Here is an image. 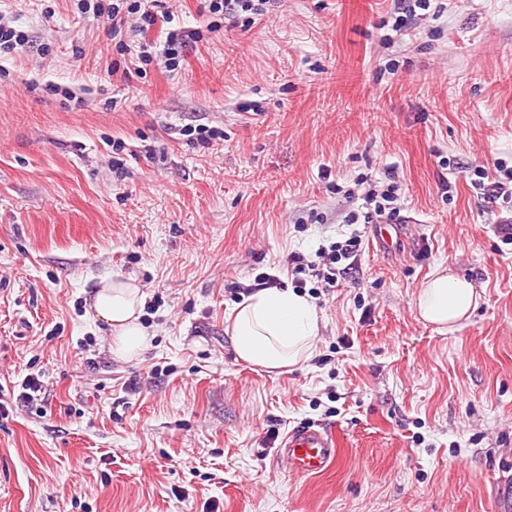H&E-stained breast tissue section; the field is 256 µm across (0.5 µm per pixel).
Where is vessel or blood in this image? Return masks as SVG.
Segmentation results:
<instances>
[{
	"instance_id": "obj_1",
	"label": "vessel or blood",
	"mask_w": 512,
	"mask_h": 512,
	"mask_svg": "<svg viewBox=\"0 0 512 512\" xmlns=\"http://www.w3.org/2000/svg\"><path fill=\"white\" fill-rule=\"evenodd\" d=\"M336 452L337 440L332 431L304 425L285 435L278 455L291 472L315 475L334 461Z\"/></svg>"
}]
</instances>
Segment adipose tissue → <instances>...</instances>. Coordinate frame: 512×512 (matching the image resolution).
Listing matches in <instances>:
<instances>
[{"label": "adipose tissue", "mask_w": 512, "mask_h": 512, "mask_svg": "<svg viewBox=\"0 0 512 512\" xmlns=\"http://www.w3.org/2000/svg\"><path fill=\"white\" fill-rule=\"evenodd\" d=\"M480 295L466 278L436 269L417 296V313L448 331L467 319ZM144 297L134 281L115 280L97 291L91 307L112 333L110 352L123 360L138 357L151 337L140 318ZM318 321L308 295L290 288H266L243 297L226 333L238 358L269 371L310 359Z\"/></svg>", "instance_id": "ef3b65f1"}]
</instances>
